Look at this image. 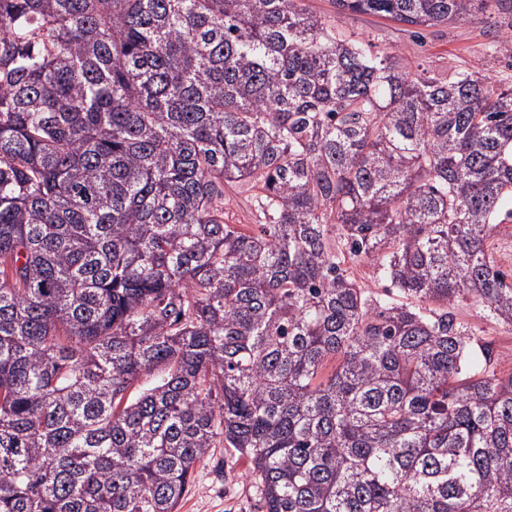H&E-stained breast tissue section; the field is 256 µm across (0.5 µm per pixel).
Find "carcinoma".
Instances as JSON below:
<instances>
[{"instance_id": "obj_1", "label": "carcinoma", "mask_w": 512, "mask_h": 512, "mask_svg": "<svg viewBox=\"0 0 512 512\" xmlns=\"http://www.w3.org/2000/svg\"><path fill=\"white\" fill-rule=\"evenodd\" d=\"M301 2L0 0V512H175L223 447L261 512H512V369L454 312L512 325V84ZM234 196L235 203L227 210H224V223L226 224H252L246 219L245 204L247 192L244 188L236 186L231 192H226ZM246 216V217H245ZM489 250L493 254L498 269L512 284V220L499 224L489 240Z\"/></svg>"}]
</instances>
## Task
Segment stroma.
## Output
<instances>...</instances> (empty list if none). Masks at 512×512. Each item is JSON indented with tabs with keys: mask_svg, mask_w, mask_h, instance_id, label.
I'll list each match as a JSON object with an SVG mask.
<instances>
[{
	"mask_svg": "<svg viewBox=\"0 0 512 512\" xmlns=\"http://www.w3.org/2000/svg\"><path fill=\"white\" fill-rule=\"evenodd\" d=\"M303 5L310 11L335 17L330 0H303ZM335 19L345 35L371 41L378 50L397 52L434 72L443 73L448 67L457 66L494 74L512 83V58L491 49L495 40L512 33V13L494 10L419 29L364 14ZM455 312L475 338L492 344L501 356L502 369L512 368V326L488 320L481 307L469 299L458 301ZM177 512H259V492L249 477L247 458L231 448L212 449L196 468Z\"/></svg>",
	"mask_w": 512,
	"mask_h": 512,
	"instance_id": "35a3bbf8",
	"label": "stroma"
}]
</instances>
